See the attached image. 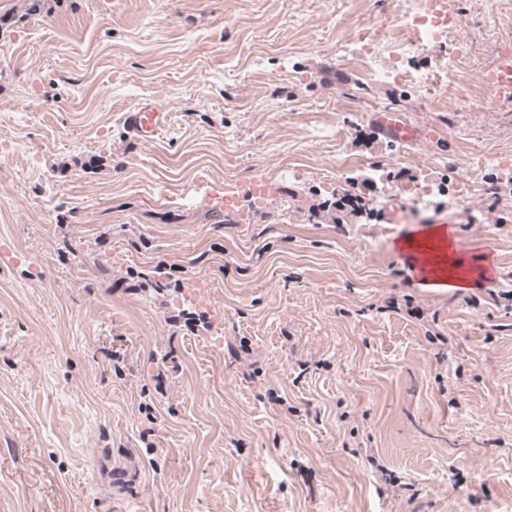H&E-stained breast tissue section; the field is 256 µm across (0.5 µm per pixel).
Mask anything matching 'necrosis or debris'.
I'll list each match as a JSON object with an SVG mask.
<instances>
[{
  "instance_id": "necrosis-or-debris-1",
  "label": "necrosis or debris",
  "mask_w": 512,
  "mask_h": 512,
  "mask_svg": "<svg viewBox=\"0 0 512 512\" xmlns=\"http://www.w3.org/2000/svg\"><path fill=\"white\" fill-rule=\"evenodd\" d=\"M480 11L488 20L477 34L450 40L451 32L458 28V18L448 7L447 0H400L380 30L361 29L354 36L360 47V61L366 66L369 84H396L403 87L407 97L431 105L436 101L439 74H456L464 69L473 55L476 42L492 47L495 57L512 56V28L498 23L496 14L501 0H477ZM451 43L448 62L435 71L417 64L419 55L430 47ZM387 52L390 66L369 67V60L380 52ZM475 177L462 180L456 177L435 179L422 176L406 184L382 187L383 198L401 199L411 208L422 209L433 199L444 198L459 211H466L469 189L476 185Z\"/></svg>"
}]
</instances>
